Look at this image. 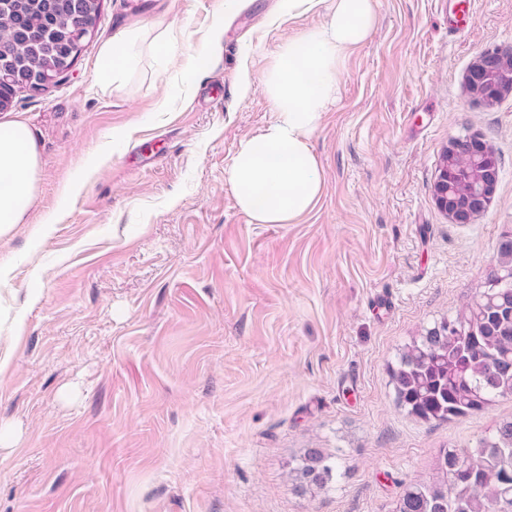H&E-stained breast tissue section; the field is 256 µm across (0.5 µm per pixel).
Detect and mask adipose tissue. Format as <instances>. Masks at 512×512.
Segmentation results:
<instances>
[{"mask_svg": "<svg viewBox=\"0 0 512 512\" xmlns=\"http://www.w3.org/2000/svg\"><path fill=\"white\" fill-rule=\"evenodd\" d=\"M374 0H330L324 22L280 50L262 87L275 119L243 138L227 173L240 210L255 224H290L318 201L323 183L309 146L336 100L338 68L374 22ZM140 35L125 30L99 52L101 78L121 82L137 59ZM39 157L28 126L0 121V236L22 223L34 197Z\"/></svg>", "mask_w": 512, "mask_h": 512, "instance_id": "adipose-tissue-1", "label": "adipose tissue"}]
</instances>
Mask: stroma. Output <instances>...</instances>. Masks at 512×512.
Returning <instances> with one entry per match:
<instances>
[{
	"instance_id": "1",
	"label": "stroma",
	"mask_w": 512,
	"mask_h": 512,
	"mask_svg": "<svg viewBox=\"0 0 512 512\" xmlns=\"http://www.w3.org/2000/svg\"><path fill=\"white\" fill-rule=\"evenodd\" d=\"M459 8L455 33L448 0H378L310 141L321 197L294 223L253 224L227 172L275 117L265 71L325 4L103 0L70 76L9 111L40 170L0 238V512H394L441 449L512 417L507 397L423 422L390 376L479 296L512 228V97L487 109L464 85L479 51L512 46V0ZM129 28L148 40L136 67L96 78ZM467 132L501 171L487 211L454 224L432 185ZM70 180L83 188L66 198ZM306 448L336 469L300 495L288 471Z\"/></svg>"
}]
</instances>
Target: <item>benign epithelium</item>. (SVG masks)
I'll use <instances>...</instances> for the list:
<instances>
[{"instance_id":"benign-epithelium-1","label":"benign epithelium","mask_w":512,"mask_h":512,"mask_svg":"<svg viewBox=\"0 0 512 512\" xmlns=\"http://www.w3.org/2000/svg\"><path fill=\"white\" fill-rule=\"evenodd\" d=\"M470 99L486 108L497 106L512 94V46L488 48L471 61L465 75ZM467 161L473 169L469 193L457 190L458 164ZM496 163V153L483 135L453 136L441 151L432 194L438 208L454 224H471L490 205L498 173L488 174L485 165Z\"/></svg>"}]
</instances>
